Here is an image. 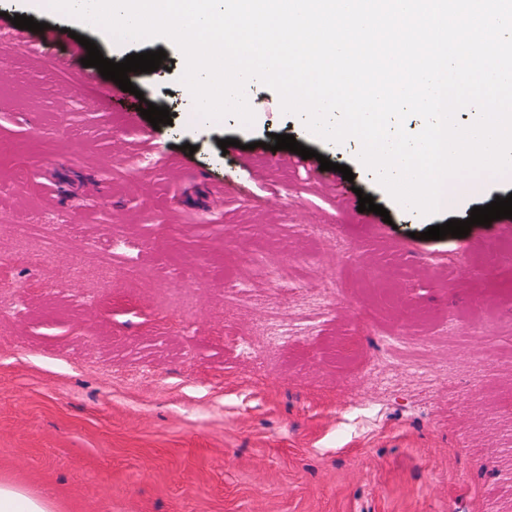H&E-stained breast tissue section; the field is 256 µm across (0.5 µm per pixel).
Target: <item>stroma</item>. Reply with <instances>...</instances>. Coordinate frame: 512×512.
Wrapping results in <instances>:
<instances>
[{"label":"stroma","instance_id":"1","mask_svg":"<svg viewBox=\"0 0 512 512\" xmlns=\"http://www.w3.org/2000/svg\"><path fill=\"white\" fill-rule=\"evenodd\" d=\"M23 12L0 0V478L58 512H512V219L419 237L512 174L452 180L454 205L423 217L357 140H314L263 84L251 127L204 121L167 42L45 9L11 54ZM78 35L117 62L165 50L167 69L111 95L68 63ZM273 133L353 181L284 165ZM38 220L61 251L19 233Z\"/></svg>","mask_w":512,"mask_h":512}]
</instances>
